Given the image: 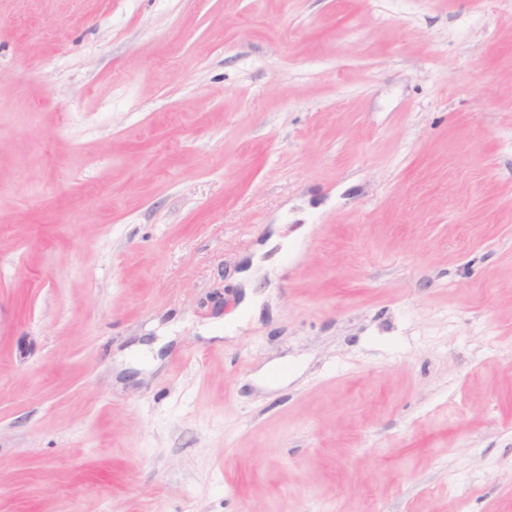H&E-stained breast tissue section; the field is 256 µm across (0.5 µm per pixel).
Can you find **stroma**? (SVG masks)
<instances>
[{
    "label": "stroma",
    "mask_w": 512,
    "mask_h": 512,
    "mask_svg": "<svg viewBox=\"0 0 512 512\" xmlns=\"http://www.w3.org/2000/svg\"><path fill=\"white\" fill-rule=\"evenodd\" d=\"M0 512H512V0H0Z\"/></svg>",
    "instance_id": "1"
}]
</instances>
